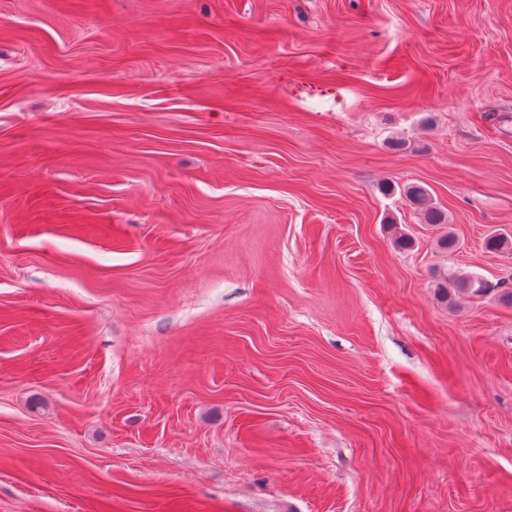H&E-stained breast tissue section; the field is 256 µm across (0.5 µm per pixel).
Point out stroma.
Instances as JSON below:
<instances>
[{
	"label": "stroma",
	"instance_id": "1",
	"mask_svg": "<svg viewBox=\"0 0 512 512\" xmlns=\"http://www.w3.org/2000/svg\"><path fill=\"white\" fill-rule=\"evenodd\" d=\"M495 231L512 0H0V512H512ZM404 194L407 201L421 211L425 224L449 226L448 217L442 210L430 203V195L424 187L419 185L408 186ZM449 286V287H448ZM440 298L446 303L450 302L451 295L448 288H455L457 294L469 297H485L491 294L496 295L503 302L512 303V287L505 282H490L478 275H465L454 277L451 274L444 276L436 286Z\"/></svg>",
	"mask_w": 512,
	"mask_h": 512
}]
</instances>
